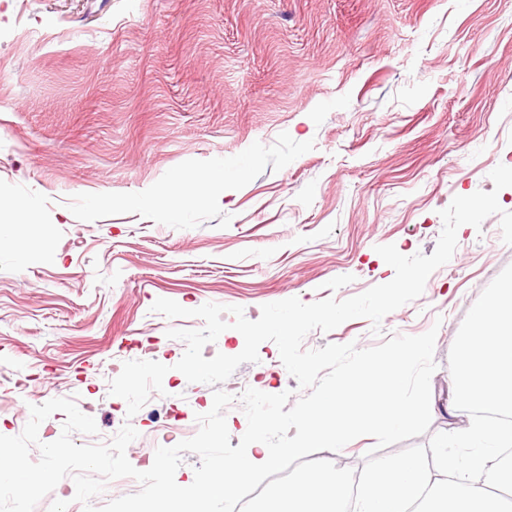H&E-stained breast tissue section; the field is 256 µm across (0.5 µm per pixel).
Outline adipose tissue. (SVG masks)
Returning a JSON list of instances; mask_svg holds the SVG:
<instances>
[{"label":"adipose tissue","mask_w":512,"mask_h":512,"mask_svg":"<svg viewBox=\"0 0 512 512\" xmlns=\"http://www.w3.org/2000/svg\"><path fill=\"white\" fill-rule=\"evenodd\" d=\"M275 467L277 457L269 449L254 448L249 454L224 462L219 475L193 490L166 492L158 496V512H182L184 501L193 495L216 496L247 481L254 465ZM491 484L463 479L433 481L428 469L419 461L400 457L385 466L360 494L358 512H403L417 491L431 488L422 512H506L508 502L492 492Z\"/></svg>","instance_id":"obj_1"}]
</instances>
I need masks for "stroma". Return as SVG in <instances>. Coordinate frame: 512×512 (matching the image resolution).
I'll use <instances>...</instances> for the list:
<instances>
[{
	"instance_id": "stroma-1",
	"label": "stroma",
	"mask_w": 512,
	"mask_h": 512,
	"mask_svg": "<svg viewBox=\"0 0 512 512\" xmlns=\"http://www.w3.org/2000/svg\"><path fill=\"white\" fill-rule=\"evenodd\" d=\"M512 167V0H0V199L19 203L0 245V435L29 408L70 396L102 443L124 423L149 449L193 437L215 390H297L274 342L219 386L188 382L171 328L152 312L344 300L391 281L378 255H431L440 210L492 191ZM214 172L189 199L131 204ZM36 224L24 226L26 211ZM423 294L303 341L316 349L436 329V410L449 417L451 346L483 290L512 265L500 218L461 226ZM38 243L34 258L21 252ZM168 365L160 416L128 415L109 383L135 347Z\"/></svg>"
}]
</instances>
